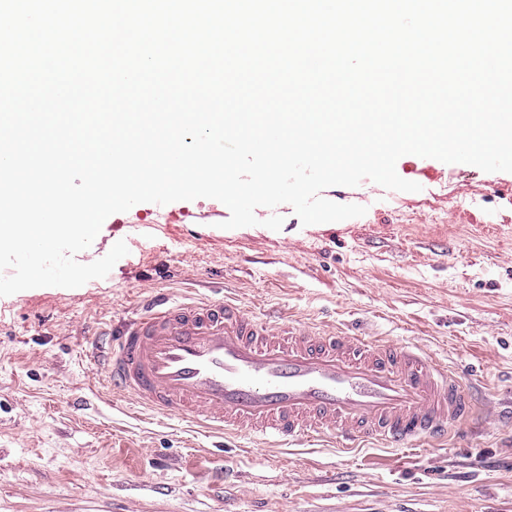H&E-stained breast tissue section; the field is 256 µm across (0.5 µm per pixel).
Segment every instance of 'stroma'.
<instances>
[{
	"instance_id": "obj_1",
	"label": "stroma",
	"mask_w": 512,
	"mask_h": 512,
	"mask_svg": "<svg viewBox=\"0 0 512 512\" xmlns=\"http://www.w3.org/2000/svg\"><path fill=\"white\" fill-rule=\"evenodd\" d=\"M417 192L363 180L365 215L302 225L290 205L221 228L211 198L139 203L92 252L129 253L102 279L0 296V512H512V423L470 422L444 447L335 436L274 448L224 441L114 400L87 363L95 335L151 292L220 288L291 323L413 339L501 404L512 401V173L402 156ZM282 216L274 231L264 219Z\"/></svg>"
}]
</instances>
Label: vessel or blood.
<instances>
[{"label":"vessel or blood","mask_w":512,"mask_h":512,"mask_svg":"<svg viewBox=\"0 0 512 512\" xmlns=\"http://www.w3.org/2000/svg\"><path fill=\"white\" fill-rule=\"evenodd\" d=\"M88 361L145 411L276 447L327 431L344 450L438 446L475 416L501 418L417 345L293 327L282 311L259 315L223 297L149 296Z\"/></svg>","instance_id":"vessel-or-blood-1"}]
</instances>
